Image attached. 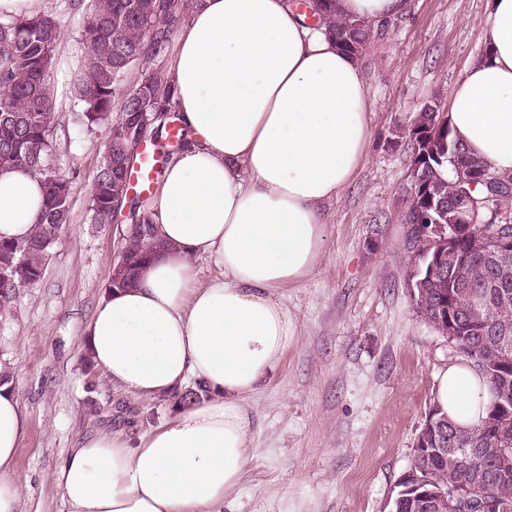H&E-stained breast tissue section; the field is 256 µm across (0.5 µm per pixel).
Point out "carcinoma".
Segmentation results:
<instances>
[{
	"mask_svg": "<svg viewBox=\"0 0 512 512\" xmlns=\"http://www.w3.org/2000/svg\"><path fill=\"white\" fill-rule=\"evenodd\" d=\"M333 0H301L298 6L314 23L328 21V33L344 51L362 55L379 29L369 22L330 19ZM200 5V0H90L82 38L86 61L74 78L76 99L84 124L109 127L91 197L92 221L112 223V206L127 202L130 183L126 165L132 147L155 130L158 113L170 111L175 95L172 75L159 68L134 86L127 75L137 64L160 54L173 31ZM60 21L52 11L0 21V167L24 166L45 185L44 210L32 237L0 240V270L13 272L14 281L0 280V312L8 310L16 289L38 283L44 275L49 249L70 213L71 182L53 164L50 137L59 105L49 78ZM419 167L410 177L408 203L400 222L406 225L402 252L414 279L425 275V259L437 244L411 225L417 223L419 184L440 199L448 213V248L455 267L415 289L411 300L418 313L435 323L441 310L453 308L460 363L472 368L489 387L491 400L482 424L458 429L438 405H433L424 428L433 423L448 433V450L422 455L412 467L425 488L446 495L452 512H512V247L499 251L477 245L501 234L512 238V176L498 175L470 155L452 135L439 103L425 104L402 128ZM480 175L477 181L473 175ZM469 198L477 223L470 231H454V202ZM128 233L124 251L149 261L150 240ZM484 295L485 305L475 318L467 317L470 293ZM392 495V512H427L412 491Z\"/></svg>",
	"mask_w": 512,
	"mask_h": 512,
	"instance_id": "carcinoma-1",
	"label": "carcinoma"
}]
</instances>
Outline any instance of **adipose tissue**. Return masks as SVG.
<instances>
[{
	"instance_id": "obj_1",
	"label": "adipose tissue",
	"mask_w": 512,
	"mask_h": 512,
	"mask_svg": "<svg viewBox=\"0 0 512 512\" xmlns=\"http://www.w3.org/2000/svg\"><path fill=\"white\" fill-rule=\"evenodd\" d=\"M408 7L335 0L333 15L377 25ZM484 40L451 88L448 124L512 176V0H489ZM173 79L188 145L145 206L165 247L135 286L102 298L85 334L95 367L126 393L153 398L191 378L205 393L138 443L120 431L84 437L52 479L68 512H223L246 476V401L296 334L277 291L315 270L324 206L355 178L371 136L358 57L291 0H203L178 33ZM44 203L28 168L0 169V239L29 238ZM199 258L218 270L202 285ZM434 399L471 428L488 390L454 363ZM23 430L19 393L0 385V512H18Z\"/></svg>"
}]
</instances>
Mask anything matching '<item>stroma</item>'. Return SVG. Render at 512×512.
I'll return each instance as SVG.
<instances>
[{"instance_id":"1","label":"stroma","mask_w":512,"mask_h":512,"mask_svg":"<svg viewBox=\"0 0 512 512\" xmlns=\"http://www.w3.org/2000/svg\"><path fill=\"white\" fill-rule=\"evenodd\" d=\"M47 8L62 29L51 142L59 173L72 180L71 209L43 278L0 314V363L26 417L14 465L19 512H67L51 478L72 448L98 431L138 439L168 419L178 399L112 388L88 356L83 328L105 295L126 227L91 221L108 130L86 128L73 105V79L87 55L82 14L70 0H47ZM487 16V0H411L361 56L371 103L366 158L326 208L315 271L279 291L296 340L247 401L256 429L246 477L224 512H389L437 376L456 360L406 285L399 215L410 148L395 130L426 103L448 105L452 83L485 49Z\"/></svg>"}]
</instances>
